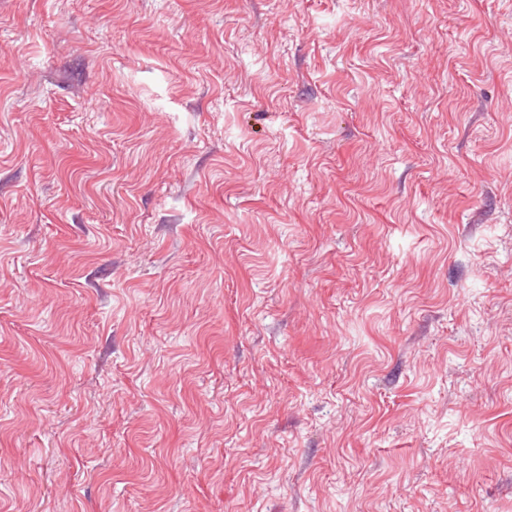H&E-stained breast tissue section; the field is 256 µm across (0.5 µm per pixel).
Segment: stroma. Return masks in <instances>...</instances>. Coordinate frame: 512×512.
Returning a JSON list of instances; mask_svg holds the SVG:
<instances>
[{
  "mask_svg": "<svg viewBox=\"0 0 512 512\" xmlns=\"http://www.w3.org/2000/svg\"><path fill=\"white\" fill-rule=\"evenodd\" d=\"M0 512H512V0H0Z\"/></svg>",
  "mask_w": 512,
  "mask_h": 512,
  "instance_id": "obj_1",
  "label": "stroma"
}]
</instances>
